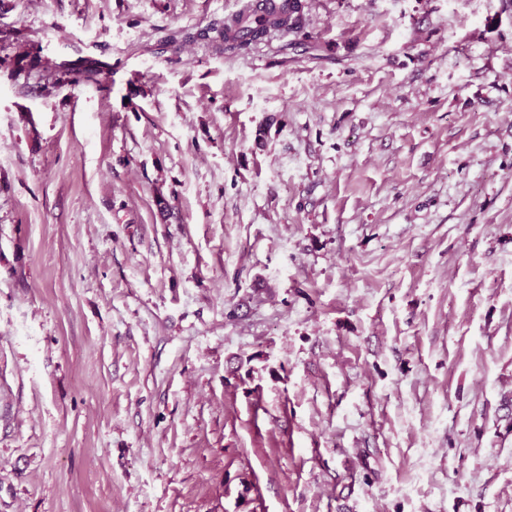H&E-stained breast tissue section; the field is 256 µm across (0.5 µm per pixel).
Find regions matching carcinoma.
<instances>
[{
  "label": "carcinoma",
  "instance_id": "cac0c4a2",
  "mask_svg": "<svg viewBox=\"0 0 512 512\" xmlns=\"http://www.w3.org/2000/svg\"><path fill=\"white\" fill-rule=\"evenodd\" d=\"M303 0H288V8L272 11L266 16L254 19L252 6L238 16L224 21L221 37L225 48L246 52L252 45L281 31H294L302 28Z\"/></svg>",
  "mask_w": 512,
  "mask_h": 512
}]
</instances>
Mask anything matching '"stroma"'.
Listing matches in <instances>:
<instances>
[{
    "label": "stroma",
    "mask_w": 512,
    "mask_h": 512,
    "mask_svg": "<svg viewBox=\"0 0 512 512\" xmlns=\"http://www.w3.org/2000/svg\"><path fill=\"white\" fill-rule=\"evenodd\" d=\"M303 2L0 0V512H512V12ZM272 4L282 7L288 2V8L279 12H268L266 16L254 20L252 5L234 18L224 21L221 37L225 48L237 52H246L252 45L281 31H294L302 28V0H271Z\"/></svg>",
    "instance_id": "35a3bbf8"
}]
</instances>
